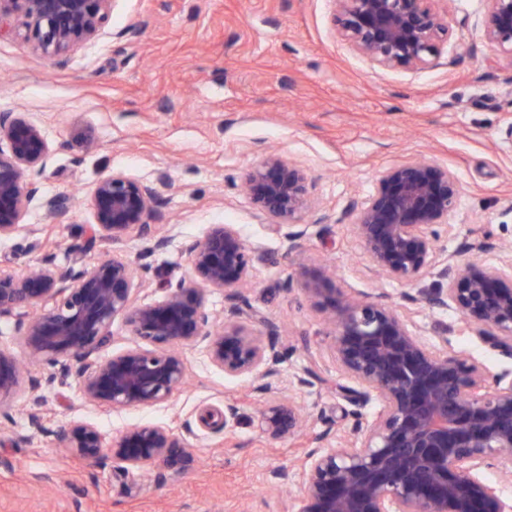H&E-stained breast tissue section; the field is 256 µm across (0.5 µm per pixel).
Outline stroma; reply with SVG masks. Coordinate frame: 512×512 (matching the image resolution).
<instances>
[{
    "mask_svg": "<svg viewBox=\"0 0 512 512\" xmlns=\"http://www.w3.org/2000/svg\"><path fill=\"white\" fill-rule=\"evenodd\" d=\"M452 31L438 65L382 69L334 33L328 0H117L101 35L49 60L18 35L0 38V112H22L51 152L39 178L48 195L70 199L63 224L31 206L33 230L0 240V272L23 275L51 260L58 271L118 255L143 281L150 303L192 277L189 248L214 224L237 225L264 247L245 296L282 325L280 397L308 353L325 352L329 327L305 295L302 275L335 273L343 294L407 295L433 284L373 277L352 231L351 205L372 193L387 167L425 158L450 167L460 185L451 234L439 243L484 259L512 244V60L483 37L485 0H440ZM302 167L320 213L335 224L312 228L298 248L273 232L240 190L244 171L268 152ZM139 181L165 174L155 221L173 225L166 247L130 237L87 248L91 194L114 172ZM188 384L167 402L115 413L84 401L74 376L42 362L29 366L47 402L44 430L29 423L25 395L0 400V512H295L299 484L274 478L306 451L304 436L272 441L258 428L266 395L250 380H229L204 343L184 348ZM294 396L312 432L345 435L352 424L334 390L336 368ZM235 406L228 427L199 416ZM83 418L105 437L143 423H167L193 446L183 469L154 464L125 470L105 455L65 453L63 433Z\"/></svg>",
    "mask_w": 512,
    "mask_h": 512,
    "instance_id": "obj_1",
    "label": "stroma"
}]
</instances>
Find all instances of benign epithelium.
Instances as JSON below:
<instances>
[{
	"mask_svg": "<svg viewBox=\"0 0 512 512\" xmlns=\"http://www.w3.org/2000/svg\"><path fill=\"white\" fill-rule=\"evenodd\" d=\"M433 0H331L335 34L353 52L384 68L423 69L448 42V18ZM483 37L512 60V0H486ZM114 0H0V32L20 21L32 49L53 60L95 39ZM50 146L41 129L21 112L0 113V239L28 230L24 218L38 203L44 219L62 224L71 204L43 196L37 182ZM159 177L134 180L112 172L92 193L93 237L114 241L135 235L164 247L173 231L153 223ZM256 209L293 249L311 225L314 210L308 177L277 153L265 156L241 179ZM459 189L447 166L425 160L392 165L379 175L352 224L377 276L416 283L432 274L439 287L420 292L432 309L460 314L461 331L512 360V253L494 262L462 261L437 246V226H448ZM260 244L248 245L234 224H215L190 248L193 279L169 288L151 303H136L131 264L121 258L92 266L76 260L64 272L47 264L23 277L0 273V317L19 322L23 355L75 374L84 399L122 411L168 401L186 384L181 349L206 343L210 363L228 377H251L254 390L277 380L279 326L254 311L241 289L249 283ZM225 295L224 318L208 312L205 291ZM303 291L332 328L329 356L336 366V397L354 407L351 431L329 442L312 437L297 476L303 492L297 512H512V498L486 477L496 469L512 478V372L487 373L475 357L448 351V326L440 341L422 342L407 314L384 295L351 298L331 287L320 271L303 274ZM122 318L134 344L102 360L91 354ZM322 356L294 373L305 387L318 376ZM28 393L33 428L42 429L45 403L39 384L26 381L21 357L0 348V397ZM378 410L363 422V410ZM270 440L291 439L308 426L294 398L272 400L259 411ZM65 449L94 459L109 452L132 470L157 461L187 466L192 455L172 428L133 426L106 441L83 419L69 425Z\"/></svg>",
	"mask_w": 512,
	"mask_h": 512,
	"instance_id": "1",
	"label": "benign epithelium"
}]
</instances>
